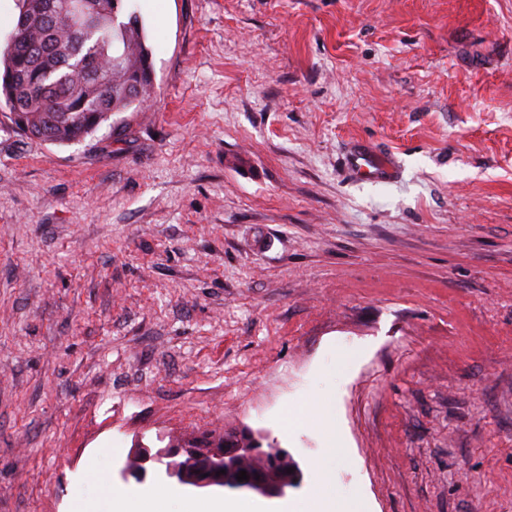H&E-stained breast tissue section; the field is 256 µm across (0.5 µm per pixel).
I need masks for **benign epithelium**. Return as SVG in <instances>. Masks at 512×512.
Wrapping results in <instances>:
<instances>
[{
    "mask_svg": "<svg viewBox=\"0 0 512 512\" xmlns=\"http://www.w3.org/2000/svg\"><path fill=\"white\" fill-rule=\"evenodd\" d=\"M232 445L222 444H172L155 453L141 444L127 459L121 470L122 479L143 480L153 465L164 464L168 479L204 489L213 486L232 492H251L266 497L281 498L295 483L294 476L278 467L276 456L281 448L261 447V442L250 429L243 427L230 433ZM257 456L271 457V464L263 470H250L246 462ZM244 470L249 479L237 480L239 471Z\"/></svg>",
    "mask_w": 512,
    "mask_h": 512,
    "instance_id": "7a95c632",
    "label": "benign epithelium"
}]
</instances>
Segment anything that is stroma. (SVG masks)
<instances>
[{
  "mask_svg": "<svg viewBox=\"0 0 512 512\" xmlns=\"http://www.w3.org/2000/svg\"><path fill=\"white\" fill-rule=\"evenodd\" d=\"M136 4L150 106L0 124V512L243 426L298 503L322 398L357 512H512V0Z\"/></svg>",
  "mask_w": 512,
  "mask_h": 512,
  "instance_id": "stroma-1",
  "label": "stroma"
}]
</instances>
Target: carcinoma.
<instances>
[{
  "label": "carcinoma",
  "mask_w": 512,
  "mask_h": 512,
  "mask_svg": "<svg viewBox=\"0 0 512 512\" xmlns=\"http://www.w3.org/2000/svg\"><path fill=\"white\" fill-rule=\"evenodd\" d=\"M17 0L0 49V116L27 138L67 145L152 99V50L132 0Z\"/></svg>",
  "instance_id": "cac0c4a2"
}]
</instances>
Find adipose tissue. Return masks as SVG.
<instances>
[{"mask_svg":"<svg viewBox=\"0 0 512 512\" xmlns=\"http://www.w3.org/2000/svg\"><path fill=\"white\" fill-rule=\"evenodd\" d=\"M329 446L315 466L321 480L314 493L301 505H281L278 512H350V502L333 485L330 474L339 454L335 435H328ZM112 512H270L268 504L253 498L227 501L220 498L199 499L176 488L134 487L112 495Z\"/></svg>","mask_w":512,"mask_h":512,"instance_id":"ef3b65f1","label":"adipose tissue"}]
</instances>
